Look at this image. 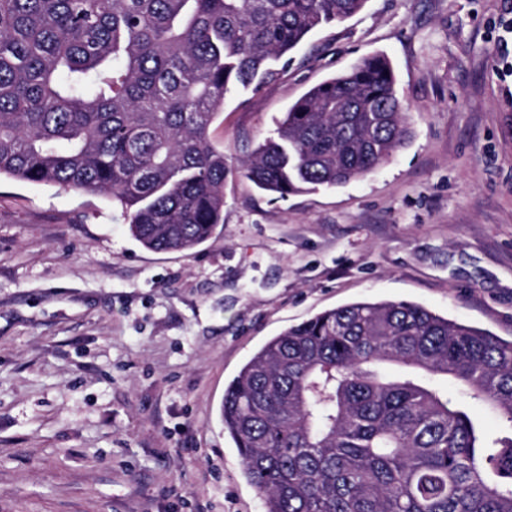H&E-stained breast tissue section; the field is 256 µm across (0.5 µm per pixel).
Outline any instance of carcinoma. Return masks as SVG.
Segmentation results:
<instances>
[{"instance_id": "1", "label": "carcinoma", "mask_w": 512, "mask_h": 512, "mask_svg": "<svg viewBox=\"0 0 512 512\" xmlns=\"http://www.w3.org/2000/svg\"><path fill=\"white\" fill-rule=\"evenodd\" d=\"M367 0H0V176L112 196L151 251L224 223L209 127ZM410 137L383 55L306 92L244 162L276 198L370 174ZM397 366L395 374L385 367ZM501 421L487 441L467 402ZM264 512H512V341L408 302H356L271 338L224 391Z\"/></svg>"}]
</instances>
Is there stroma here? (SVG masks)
Segmentation results:
<instances>
[{"label":"stroma","instance_id":"stroma-1","mask_svg":"<svg viewBox=\"0 0 512 512\" xmlns=\"http://www.w3.org/2000/svg\"><path fill=\"white\" fill-rule=\"evenodd\" d=\"M512 0H367L227 95L224 222L153 252L102 195L0 178V512H263L224 390L273 336L409 301L512 339ZM385 55L411 136L367 177L277 199L241 162L310 87Z\"/></svg>","mask_w":512,"mask_h":512}]
</instances>
